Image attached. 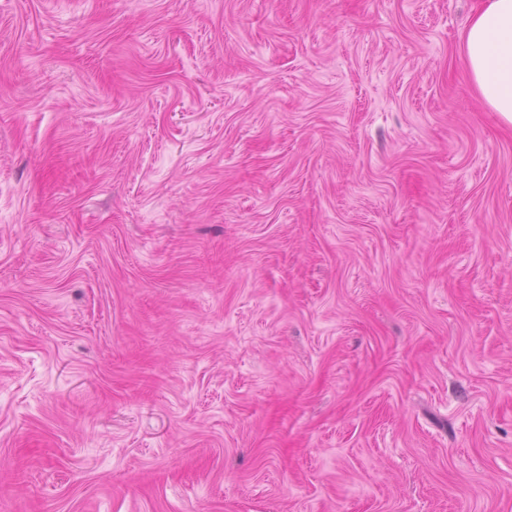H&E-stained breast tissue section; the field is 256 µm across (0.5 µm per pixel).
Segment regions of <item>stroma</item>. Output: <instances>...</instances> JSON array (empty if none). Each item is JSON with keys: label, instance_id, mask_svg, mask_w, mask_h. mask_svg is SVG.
Listing matches in <instances>:
<instances>
[{"label": "stroma", "instance_id": "stroma-1", "mask_svg": "<svg viewBox=\"0 0 512 512\" xmlns=\"http://www.w3.org/2000/svg\"><path fill=\"white\" fill-rule=\"evenodd\" d=\"M476 4L0 0V512H512Z\"/></svg>", "mask_w": 512, "mask_h": 512}]
</instances>
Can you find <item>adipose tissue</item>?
I'll return each mask as SVG.
<instances>
[{
	"mask_svg": "<svg viewBox=\"0 0 512 512\" xmlns=\"http://www.w3.org/2000/svg\"><path fill=\"white\" fill-rule=\"evenodd\" d=\"M458 53L476 99L512 125V0H479Z\"/></svg>",
	"mask_w": 512,
	"mask_h": 512,
	"instance_id": "1",
	"label": "adipose tissue"
}]
</instances>
